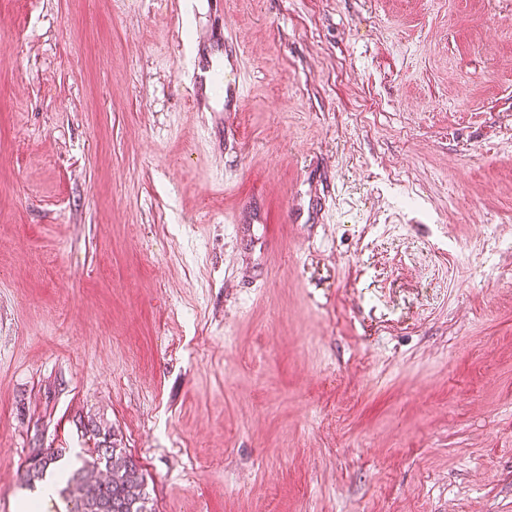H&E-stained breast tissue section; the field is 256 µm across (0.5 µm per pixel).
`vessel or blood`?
Masks as SVG:
<instances>
[{"label":"vessel or blood","instance_id":"vessel-or-blood-1","mask_svg":"<svg viewBox=\"0 0 512 512\" xmlns=\"http://www.w3.org/2000/svg\"><path fill=\"white\" fill-rule=\"evenodd\" d=\"M223 71L224 97L219 103L221 111H239L243 102V86L236 77L235 60L223 37H215L209 45L205 59L199 60L190 74V91L194 99L209 100L216 71Z\"/></svg>","mask_w":512,"mask_h":512}]
</instances>
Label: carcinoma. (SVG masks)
<instances>
[{
	"mask_svg": "<svg viewBox=\"0 0 512 512\" xmlns=\"http://www.w3.org/2000/svg\"><path fill=\"white\" fill-rule=\"evenodd\" d=\"M96 457L79 467L62 471L65 493L74 503L72 512H153L144 491L145 478L137 462L104 434L94 449ZM62 450L45 448L31 459L25 482L44 480Z\"/></svg>",
	"mask_w": 512,
	"mask_h": 512,
	"instance_id": "1",
	"label": "carcinoma"
}]
</instances>
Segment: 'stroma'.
I'll use <instances>...</instances> for the list:
<instances>
[{"label": "stroma", "mask_w": 512, "mask_h": 512, "mask_svg": "<svg viewBox=\"0 0 512 512\" xmlns=\"http://www.w3.org/2000/svg\"><path fill=\"white\" fill-rule=\"evenodd\" d=\"M223 2L0 0V512H512V0ZM232 46L225 43L223 35L213 37L205 60L199 58L190 73V96L195 100L208 101L216 70L224 67V97L218 103L219 110L213 112H237L243 102V85L236 77V58L229 51ZM103 435L92 461L62 471L64 491L74 503L71 512H155L149 506L145 478L137 462L109 440V433ZM102 467L104 479L97 476ZM61 457L62 449L58 448H45L37 453L35 458L30 460L26 469V484L33 485L43 481L51 465H55Z\"/></svg>", "instance_id": "35a3bbf8"}]
</instances>
